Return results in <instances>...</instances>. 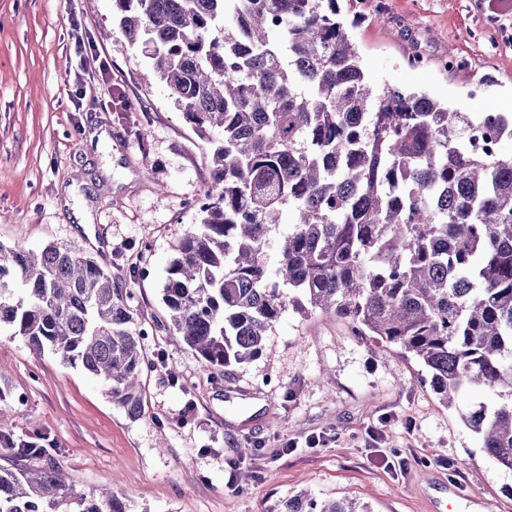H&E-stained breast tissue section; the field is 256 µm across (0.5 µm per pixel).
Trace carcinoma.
I'll list each match as a JSON object with an SVG mask.
<instances>
[{"label":"carcinoma","instance_id":"carcinoma-1","mask_svg":"<svg viewBox=\"0 0 512 512\" xmlns=\"http://www.w3.org/2000/svg\"><path fill=\"white\" fill-rule=\"evenodd\" d=\"M197 135L221 136L202 218L169 262L168 328L203 366L263 356L288 311L333 312L431 374L512 471V113L372 87L339 0H113ZM472 125L493 135L471 144ZM288 225L277 277L272 232ZM292 289L294 296L281 290ZM94 258L0 244V327L100 378L141 415L145 331ZM487 400L466 408L469 392ZM0 512H125L58 463L0 468ZM283 512H359L299 495Z\"/></svg>","mask_w":512,"mask_h":512}]
</instances>
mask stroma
I'll return each mask as SVG.
<instances>
[{
    "label": "stroma",
    "mask_w": 512,
    "mask_h": 512,
    "mask_svg": "<svg viewBox=\"0 0 512 512\" xmlns=\"http://www.w3.org/2000/svg\"><path fill=\"white\" fill-rule=\"evenodd\" d=\"M371 2L341 3L370 82L512 112V0ZM86 42L106 70L85 66ZM451 54L468 68L444 70ZM96 130L110 141L91 142ZM213 150L112 0H0V244L92 255L148 328L132 419L99 378L1 327L0 467L33 463L6 438L35 440L78 490L112 488L126 512H280L303 492L369 512H512V471L413 359L345 319L286 312L260 359L221 375L170 336L161 289Z\"/></svg>",
    "instance_id": "1"
}]
</instances>
